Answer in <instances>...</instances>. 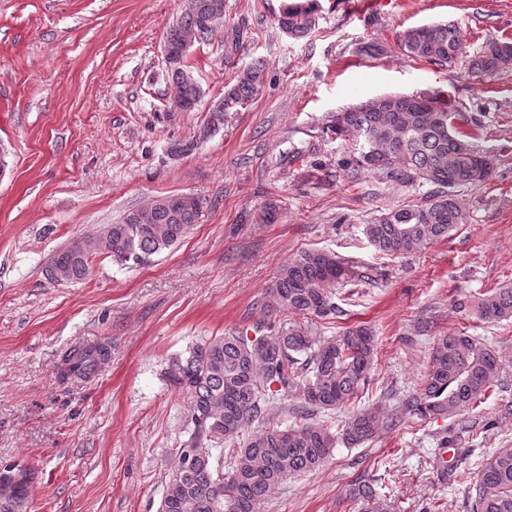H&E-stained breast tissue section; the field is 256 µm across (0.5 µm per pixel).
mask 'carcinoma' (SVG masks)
<instances>
[{"instance_id":"obj_1","label":"carcinoma","mask_w":512,"mask_h":512,"mask_svg":"<svg viewBox=\"0 0 512 512\" xmlns=\"http://www.w3.org/2000/svg\"><path fill=\"white\" fill-rule=\"evenodd\" d=\"M224 15V0H185L181 17L165 35L172 62L166 67L174 106L194 112L201 88L181 53L182 36L200 32L210 40ZM317 0H291L283 5L278 26L295 40L307 38L318 25ZM400 45L412 60L440 67H464L480 81L512 67V42L490 41L477 53L464 52L457 24L437 22L405 30ZM264 64L256 61L224 87V98L209 111L213 119L203 135L215 131L232 112L252 101L260 91ZM455 107L443 92L389 94L369 98L336 113L331 132L359 147L356 162L379 170L405 184H427L422 205L396 207L365 227L371 246L387 256H405L422 246L444 240L464 222V207L455 189L486 182L491 172L477 176L479 151L469 135L455 129ZM203 206H189L180 193L157 197L129 211L103 231L105 250L119 265L140 263L178 244L202 216ZM93 252L86 241H71L56 251L48 275L59 283H75L91 276ZM361 278L350 262L325 249H306L280 269L263 319L255 335L236 332L196 343L172 358L167 378L186 400L189 438L180 444L168 473L160 512H262L263 504L287 477L319 469L338 445L358 447L383 429L406 420L452 417L442 437L453 447L473 432L470 413L494 392L509 391L507 363L494 345L464 329L437 338L431 361L418 384L396 414L378 407L347 410L370 382L377 341L368 327H346L336 336L317 338L312 325L338 316L331 287ZM458 311L484 323L512 319V284L471 293L456 302ZM284 317L277 324L274 319ZM111 355L107 343L79 344L61 359L65 379L96 376ZM299 401L284 426L270 420V399L276 392ZM265 423L248 433L255 422ZM231 446L233 465L224 471V445ZM197 453L194 468L186 470L182 449ZM444 477L468 484L469 512H512V446L495 448L476 470L460 456L441 470ZM31 481L0 493V512H28ZM346 495L358 512H393L378 496L375 479L361 476Z\"/></svg>"}]
</instances>
